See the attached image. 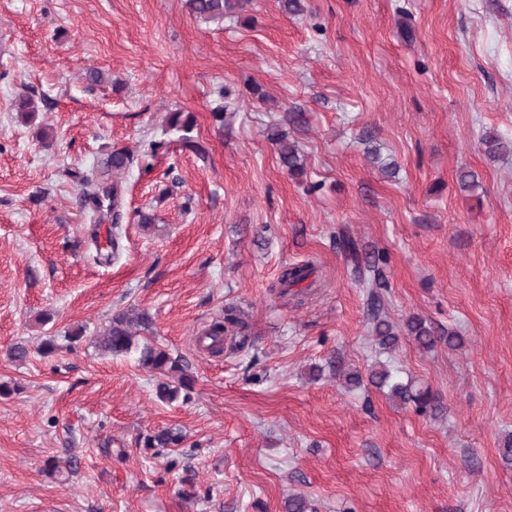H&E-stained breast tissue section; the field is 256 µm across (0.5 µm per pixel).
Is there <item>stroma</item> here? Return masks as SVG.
Masks as SVG:
<instances>
[{"label": "stroma", "instance_id": "35a3bbf8", "mask_svg": "<svg viewBox=\"0 0 512 512\" xmlns=\"http://www.w3.org/2000/svg\"><path fill=\"white\" fill-rule=\"evenodd\" d=\"M302 3L208 23L184 0H0V512H285L294 494L318 512H512V154L481 143L512 140V0ZM178 111L208 162L180 148ZM275 128L304 175L282 166ZM120 149L135 162L113 255L110 217L91 223L78 199ZM340 225L387 256L385 311L440 330L432 351L404 336L381 352ZM307 262L312 288L281 296L283 268ZM228 306L250 344L214 353L200 336ZM130 307L153 320L136 344L188 363L189 399L158 401L135 355L99 350ZM20 342L29 356L10 359ZM333 360L365 378L386 363L441 411L346 389ZM167 428L179 446L145 447ZM51 457L70 469L47 475ZM270 140L277 148L282 166L292 176L303 175L305 164L303 156L298 152L296 145L288 140V132L276 130L270 134Z\"/></svg>", "mask_w": 512, "mask_h": 512}]
</instances>
